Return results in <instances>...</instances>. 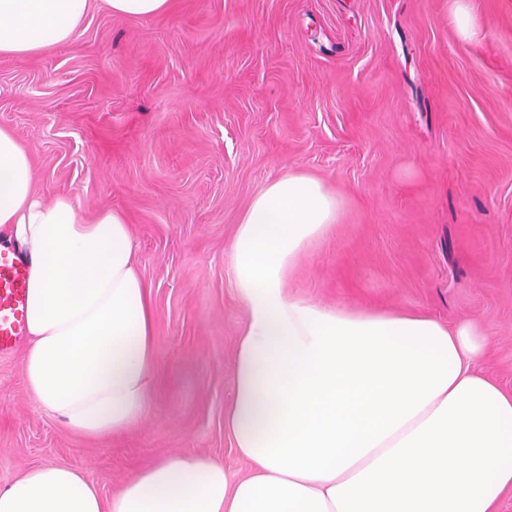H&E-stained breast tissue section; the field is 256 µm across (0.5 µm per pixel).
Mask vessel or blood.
<instances>
[{
	"instance_id": "vessel-or-blood-1",
	"label": "vessel or blood",
	"mask_w": 512,
	"mask_h": 512,
	"mask_svg": "<svg viewBox=\"0 0 512 512\" xmlns=\"http://www.w3.org/2000/svg\"><path fill=\"white\" fill-rule=\"evenodd\" d=\"M27 278L26 261L0 250V352L9 351L26 331Z\"/></svg>"
}]
</instances>
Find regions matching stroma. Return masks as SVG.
<instances>
[{
  "label": "stroma",
  "mask_w": 512,
  "mask_h": 512,
  "mask_svg": "<svg viewBox=\"0 0 512 512\" xmlns=\"http://www.w3.org/2000/svg\"><path fill=\"white\" fill-rule=\"evenodd\" d=\"M95 3L67 42L0 57V127L44 202L125 213L155 312L161 389L141 426L89 440L34 402L23 346L0 355V487L35 465L110 496L173 452L249 471L224 433L246 312L229 247L253 197L291 171L339 193L338 224L288 277L326 306L425 311L491 333L512 387V0ZM112 13L128 18H142L163 13L170 0H106Z\"/></svg>",
  "instance_id": "1"
}]
</instances>
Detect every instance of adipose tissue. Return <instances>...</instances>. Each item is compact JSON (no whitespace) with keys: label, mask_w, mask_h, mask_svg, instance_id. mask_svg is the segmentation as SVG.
Returning a JSON list of instances; mask_svg holds the SVG:
<instances>
[{"label":"adipose tissue","mask_w":512,"mask_h":512,"mask_svg":"<svg viewBox=\"0 0 512 512\" xmlns=\"http://www.w3.org/2000/svg\"><path fill=\"white\" fill-rule=\"evenodd\" d=\"M91 0H0V55L72 37ZM343 200L300 172L271 182L229 248L247 313L224 432L249 462L173 453L103 499L80 472L43 465L0 488V512H498L512 493V389L481 368L490 333L424 312L333 307L287 294L288 273ZM31 260L25 384L83 436L138 428L155 394L154 311L115 210L33 192L27 150L0 128V249Z\"/></svg>","instance_id":"adipose-tissue-1"}]
</instances>
